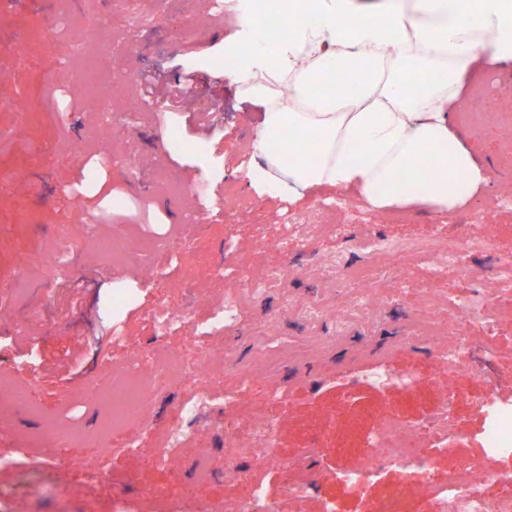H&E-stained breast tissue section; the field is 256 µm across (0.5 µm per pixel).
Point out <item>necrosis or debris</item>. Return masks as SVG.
Instances as JSON below:
<instances>
[{
  "label": "necrosis or debris",
  "mask_w": 512,
  "mask_h": 512,
  "mask_svg": "<svg viewBox=\"0 0 512 512\" xmlns=\"http://www.w3.org/2000/svg\"><path fill=\"white\" fill-rule=\"evenodd\" d=\"M211 13L221 15L260 13L263 20L261 31L265 42L287 39L289 27L272 0H207ZM270 281L269 276L259 275L247 280L235 295L212 302L205 320L196 323L199 335L209 336L219 328L235 324L245 314L247 303L262 297ZM447 301L448 313L464 327L463 333L448 336L442 324L428 318L429 310L440 301ZM512 317V308L504 306L491 309L487 300H478L459 292L442 297L440 290H431L420 300L419 308L413 312L407 326L408 334L416 340L427 342L436 353L440 364L446 368L443 380L446 399H453L456 383L462 372L472 370L475 351L466 332L481 326L491 332L501 329L504 317ZM254 344L260 359L266 366L278 363L297 362L311 356L310 344L304 340L291 343L281 341L270 331L255 337ZM212 354L198 350L191 361H162L149 355H131L108 358L109 379L107 384H94L108 404V422L112 427L122 428L132 421H146L152 394L159 386L174 379L192 378L199 386L184 399L179 407L176 421L166 427L159 437L161 449L152 463L161 466L170 462L173 453L184 443L194 441V429L213 407L217 400L235 404L240 390L255 384L258 373L249 369L236 370L223 388L204 387L203 381L209 372ZM484 425L479 435L484 450L483 461L464 462L459 472L449 474L446 481L428 485L426 493L430 512H512V495L504 494L489 499L482 488L491 481L502 480L494 463L497 459L512 456V400L499 395L495 387H488L480 402ZM259 431L249 440L234 437L224 440V467L231 473H240L242 462H249L252 470L284 468V461L275 451L276 427L265 418L257 420ZM414 422L399 416H383L368 438V453L356 467L337 472L336 479L347 486H360L375 477L379 465L401 467L407 464L429 469L427 458L416 452Z\"/></svg>",
  "instance_id": "obj_1"
}]
</instances>
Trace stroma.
Returning <instances> with one entry per match:
<instances>
[{"label":"stroma","mask_w":512,"mask_h":512,"mask_svg":"<svg viewBox=\"0 0 512 512\" xmlns=\"http://www.w3.org/2000/svg\"><path fill=\"white\" fill-rule=\"evenodd\" d=\"M97 8L111 13L120 38L138 33L143 40L133 57L117 53L114 72L89 79L85 73L102 44L77 56L66 53L77 24L94 22L87 0H0V372H9L26 393L18 404L13 391L0 390V403L9 407L0 416V456L11 461L0 469V512H210L219 500L250 496L248 480L224 473V431L216 426L199 425L197 441L184 444L171 466L146 462L159 450L157 432L174 418L193 381L156 391L148 424L135 421L119 430L108 423L105 400L88 390L108 374L106 353L188 354L190 329L159 334L151 314L172 303L190 318H202L207 307L186 277L205 265L234 266L244 275L257 265L290 270L237 330L209 339L216 352L231 350L234 367L252 366L253 338L264 322L291 342L344 339L317 358L279 369L275 379L288 389L286 402L270 403L252 388L240 393L236 407L215 409L242 434L252 431L253 416H268L277 426L280 456L295 462L291 475L314 481L309 497L293 499L282 491L281 470L263 472L278 512H320L325 498L338 512H377L388 486L404 487V512H427L425 488L402 469L382 468L373 482L356 488L333 475L361 462L372 429L391 413L418 424L417 452L432 458L430 480L447 479L461 462L483 457L476 436L489 377H499L503 394L512 395L511 325L499 332L489 369L458 381L454 407L464 440L453 453H434L430 422L443 404V367L427 345L404 339L411 309L430 286L418 259L426 247L442 252L469 241L471 269L449 268L439 287L475 297L483 294L477 277L496 258L512 255V67L482 57L453 113L490 171L480 201L451 217L419 205L376 212L359 203L348 213L343 238L319 209L321 201L341 197V190L320 188L288 199L249 183L246 172L260 156L243 157L242 145L253 141L262 108L238 98L218 64L237 38L234 16L209 14L205 0H97ZM145 74L160 76L165 86L196 76L200 107L224 101L215 130L192 132L186 114L165 105L163 90L144 98L134 113L115 110L105 96L109 82L132 86ZM120 141L129 146L133 166L111 162ZM192 175L214 194L234 185L247 209L225 210L200 238L181 237L179 221L187 216L181 187ZM91 216L97 226L90 231ZM290 220L299 229L287 250L264 249ZM62 229L71 236L74 256L58 274L47 245ZM117 233L136 243L138 253L129 261L113 258L108 248ZM367 235L386 251L384 261L357 248ZM156 242L183 251L184 263L152 274ZM27 264L40 274L30 284L28 302L18 305L12 289ZM364 277L392 291L368 313L348 295ZM118 288L136 291V306L111 311ZM116 330L126 334V343L111 345ZM379 359L414 372L418 385L409 392L358 385L360 367ZM53 427L72 429V439L40 451ZM133 436L140 439V453H121ZM104 447L113 450L105 478L96 466ZM201 448L215 475L207 484L193 478Z\"/></svg>","instance_id":"obj_1"}]
</instances>
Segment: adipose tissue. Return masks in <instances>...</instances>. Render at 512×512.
<instances>
[{
	"label": "adipose tissue",
	"mask_w": 512,
	"mask_h": 512,
	"mask_svg": "<svg viewBox=\"0 0 512 512\" xmlns=\"http://www.w3.org/2000/svg\"><path fill=\"white\" fill-rule=\"evenodd\" d=\"M287 42L267 46L254 16H237L229 52L238 94L262 104L248 177L292 199L335 187L384 212L438 214L472 204L489 171L448 118L480 51L512 64V0H282ZM354 90L327 96L324 76ZM314 136L308 154L299 143Z\"/></svg>",
	"instance_id": "1"
}]
</instances>
